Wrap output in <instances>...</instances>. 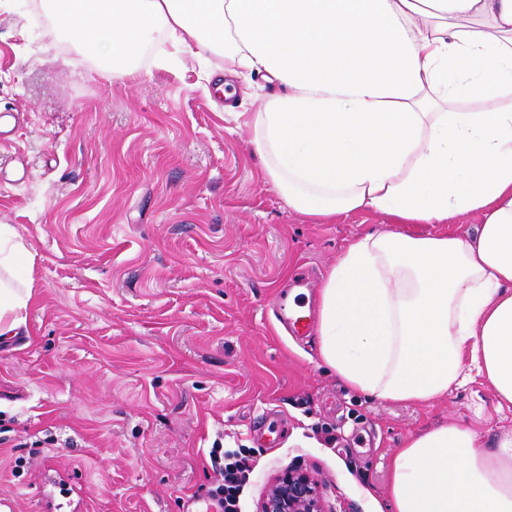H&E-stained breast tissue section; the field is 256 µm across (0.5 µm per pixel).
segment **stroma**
Masks as SVG:
<instances>
[{
	"instance_id": "35a3bbf8",
	"label": "stroma",
	"mask_w": 512,
	"mask_h": 512,
	"mask_svg": "<svg viewBox=\"0 0 512 512\" xmlns=\"http://www.w3.org/2000/svg\"><path fill=\"white\" fill-rule=\"evenodd\" d=\"M214 100L165 37L115 77L40 0L0 11V225L33 279L26 330L0 344V512H182L215 487V446L250 451L243 512L290 467L328 512H374L405 438L512 431L485 378L430 405L370 399L275 320L298 270L317 311L347 243L392 224L289 210ZM268 409L287 423L275 444L257 429Z\"/></svg>"
}]
</instances>
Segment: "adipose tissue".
<instances>
[{
  "label": "adipose tissue",
  "mask_w": 512,
  "mask_h": 512,
  "mask_svg": "<svg viewBox=\"0 0 512 512\" xmlns=\"http://www.w3.org/2000/svg\"><path fill=\"white\" fill-rule=\"evenodd\" d=\"M100 69L136 72L162 35L275 83L241 115L267 180L313 221L388 216L328 270L324 367L379 400L428 405L486 377L512 408V0H42ZM478 211L473 235L423 236ZM29 250L0 225V342L24 325ZM392 512H512V434L448 424L393 456Z\"/></svg>",
  "instance_id": "obj_1"
}]
</instances>
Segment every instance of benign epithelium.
<instances>
[{
	"label": "benign epithelium",
	"mask_w": 512,
	"mask_h": 512,
	"mask_svg": "<svg viewBox=\"0 0 512 512\" xmlns=\"http://www.w3.org/2000/svg\"><path fill=\"white\" fill-rule=\"evenodd\" d=\"M258 512H326L320 483L310 472L290 468L276 477Z\"/></svg>",
	"instance_id": "7a95c632"
}]
</instances>
